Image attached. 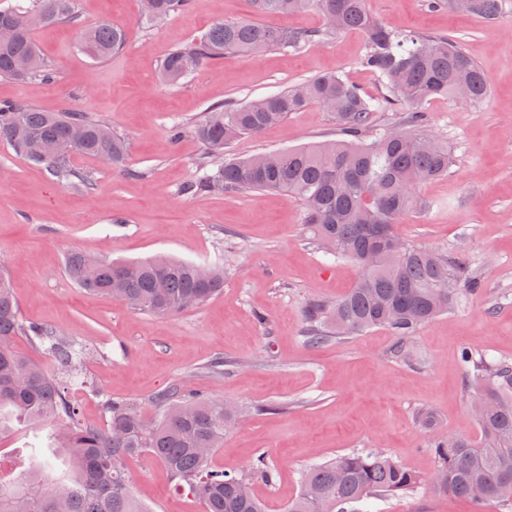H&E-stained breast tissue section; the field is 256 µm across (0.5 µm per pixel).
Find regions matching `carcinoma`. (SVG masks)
Returning a JSON list of instances; mask_svg holds the SVG:
<instances>
[{
  "label": "carcinoma",
  "instance_id": "carcinoma-1",
  "mask_svg": "<svg viewBox=\"0 0 512 512\" xmlns=\"http://www.w3.org/2000/svg\"><path fill=\"white\" fill-rule=\"evenodd\" d=\"M256 14H295L317 9L325 34L358 29L366 48L365 69L383 81L385 93L369 99L340 74L318 75L297 87L254 99L240 107L213 105L192 133L209 150L199 169L224 146L255 136L292 112L317 104L333 114L343 138L286 150L232 158L189 183L185 190L243 194L288 192L303 204L304 223L325 253L352 262L360 278L345 295L328 304L310 303L306 340L313 344L382 328L397 338L393 356L411 360L408 340L431 319L457 307L464 297L483 294L481 275L469 271L466 255L438 252L413 244L395 232L411 209L416 191L448 174L450 154L430 128L425 104L440 96L455 97L467 85L469 102L487 96V80L461 45L448 37L415 34L388 27L367 9V0H251ZM430 8L464 9L486 20L496 19L506 0H426ZM191 0H155L146 17L159 23L186 12ZM77 0H19L0 10V27L16 30L13 41L0 44V78L50 79L32 38L36 26L65 23L76 13ZM316 34L271 29L253 21L220 20L196 42L172 50L161 64L162 79L176 85L224 54H257L269 47L300 49ZM124 28L105 21L81 36V47L95 62L121 51ZM376 112H402L400 136L381 130L369 142L362 132ZM84 128L75 152L107 157L119 165L124 138L86 112H43L33 106L0 101V141L26 160L44 166L57 180L89 185L70 167L71 156L53 152L70 126ZM66 269L75 283L93 295L112 299L153 316L196 308L224 287V268L156 257L139 261L97 259L73 251ZM27 336L52 356L51 373L11 347ZM87 358L80 343L54 330L28 325L19 315L7 275L0 269V434L8 416L44 422L52 447L33 442L22 450L24 477L0 471V512H149L133 494L126 461L148 452L168 469L178 490L198 499L204 512H265L241 485L247 475L217 469L213 452L224 435L244 417L228 411L224 399L203 396L177 382L152 398L154 416L146 420L129 402L106 399L104 428L81 421L70 390L80 385ZM466 369L474 374L471 406L481 407L480 442L460 436L448 442L439 434L430 443L438 460L432 475H421L380 450L338 454L309 468L302 489L288 512H354L370 498H395L421 488L473 500L494 502L512 512V360L465 352Z\"/></svg>",
  "mask_w": 512,
  "mask_h": 512
}]
</instances>
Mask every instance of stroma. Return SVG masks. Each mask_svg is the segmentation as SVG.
Here are the masks:
<instances>
[{
	"label": "stroma",
	"instance_id": "stroma-1",
	"mask_svg": "<svg viewBox=\"0 0 512 512\" xmlns=\"http://www.w3.org/2000/svg\"><path fill=\"white\" fill-rule=\"evenodd\" d=\"M367 7L381 23L457 40L489 87L475 104L439 97L426 105L452 163L446 177L418 190L433 209L408 213L397 231L425 247L466 249L485 289L423 326L409 342L410 363L391 356L396 339L382 329L309 345V303L346 293L358 280L356 267L323 255L293 195L186 193L200 175L197 161L205 148L192 134L171 135L172 126L199 121L211 105L242 104L324 73H342L366 96L380 97V79L360 64L362 32H340L299 51L230 53L171 86L159 77L162 60L217 20L318 30L323 19L314 10L258 16L250 0H192L187 12L146 26L139 20L140 0H78L74 22L33 33L55 79H0V100L92 114L129 144L120 168L73 156V167L93 180V188L84 189L58 182L0 142V264L25 322L51 327L89 349L86 382L74 392L83 419L104 425L106 396L152 413L153 396L178 379L239 403L251 414L225 436L213 461L244 472L265 456L275 480L253 479L252 488L266 512H286L300 494L304 469L351 451L381 449L412 470L433 471L434 431L480 438L463 349L512 359V0L493 21L430 9L425 0H367ZM104 21L125 27L127 43L96 62L81 53L78 39L83 29ZM338 137L334 116L312 104L234 142L225 154L245 157ZM73 251L106 260L168 255L220 263L224 288L198 308L155 317L79 288L64 265ZM218 356L230 367L207 372ZM421 411L433 414L436 430L419 425ZM129 470L135 495L150 512H203L150 455L131 460ZM363 508L499 512L430 489L371 500Z\"/></svg>",
	"mask_w": 512,
	"mask_h": 512
}]
</instances>
